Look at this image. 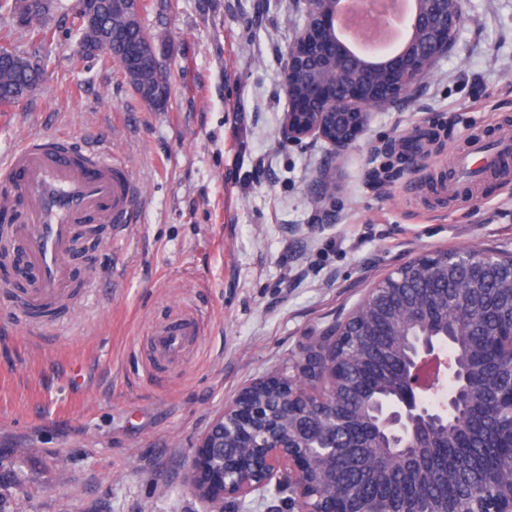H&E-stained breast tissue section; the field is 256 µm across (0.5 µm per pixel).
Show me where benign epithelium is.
Segmentation results:
<instances>
[{"label": "benign epithelium", "mask_w": 512, "mask_h": 512, "mask_svg": "<svg viewBox=\"0 0 512 512\" xmlns=\"http://www.w3.org/2000/svg\"><path fill=\"white\" fill-rule=\"evenodd\" d=\"M305 2L309 24L289 47L282 72L289 105L281 135L290 143L320 138L337 152L348 149L366 125L365 108L403 97L445 54L448 36L461 21L460 6L429 0L440 20L430 22L419 10L412 29L426 31L432 55H424L412 42L383 64L370 66L371 78L352 85L346 98L336 94L344 82L339 69L308 84L296 97L292 88L307 59L325 57L330 50L338 58L346 54L336 37L337 0ZM312 104L324 108L315 124H295V115ZM451 255L460 262L478 263L494 253L454 249ZM350 328L348 318L329 335L309 338L288 360V367L247 384L214 417L198 441L188 480L206 512H355L350 493L333 491L321 498L312 492L323 461L382 443L412 470L417 465L413 449L428 446L436 432L452 438L463 434L464 401L474 393L469 374L461 373L444 356L438 338L426 333L409 336L405 354L395 365L389 397L368 408L369 418L358 435L345 434L340 429L337 390L353 364L339 354ZM488 351L493 358L512 363V325L494 337ZM449 377L457 386L448 394V403L431 405L429 397L441 391Z\"/></svg>", "instance_id": "benign-epithelium-1"}]
</instances>
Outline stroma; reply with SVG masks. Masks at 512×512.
Returning a JSON list of instances; mask_svg holds the SVG:
<instances>
[{
    "label": "stroma",
    "mask_w": 512,
    "mask_h": 512,
    "mask_svg": "<svg viewBox=\"0 0 512 512\" xmlns=\"http://www.w3.org/2000/svg\"><path fill=\"white\" fill-rule=\"evenodd\" d=\"M303 14L301 0H148L171 72L158 109L98 59L73 66L70 24L52 21L44 81L0 110V157L26 137L108 144L141 218L85 240L66 308L25 324L0 291V512H203L185 476L242 387L412 258L512 254V185L490 170L438 195L456 153L512 130V0H464L451 52L340 156L280 135ZM178 318L198 336L155 360V331Z\"/></svg>",
    "instance_id": "stroma-1"
}]
</instances>
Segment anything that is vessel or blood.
<instances>
[{"label":"vessel or blood","mask_w":512,"mask_h":512,"mask_svg":"<svg viewBox=\"0 0 512 512\" xmlns=\"http://www.w3.org/2000/svg\"><path fill=\"white\" fill-rule=\"evenodd\" d=\"M139 196L140 187L125 164L102 147L33 138L15 149L0 164V208L20 206L26 211L13 243L35 272L27 307L41 308L63 296L76 226H130L137 221ZM197 332L198 323L192 319L158 328L157 357L175 358Z\"/></svg>","instance_id":"1"}]
</instances>
